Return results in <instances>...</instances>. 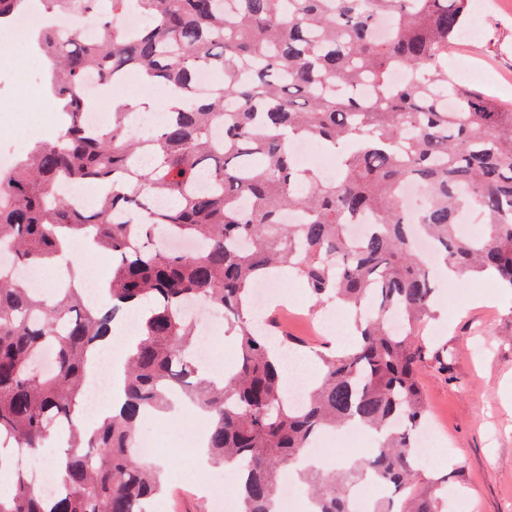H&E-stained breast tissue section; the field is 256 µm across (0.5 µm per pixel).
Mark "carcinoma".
<instances>
[{
  "mask_svg": "<svg viewBox=\"0 0 512 512\" xmlns=\"http://www.w3.org/2000/svg\"><path fill=\"white\" fill-rule=\"evenodd\" d=\"M43 2L57 19L93 20L92 35L39 30L63 130L0 171V249L33 267L81 232L112 255V275L108 300L93 308L73 288L58 289L50 305L0 268V448L32 457L64 428L69 443L53 495L35 496L0 456V471L12 470L0 512H148L163 491L162 467L135 455L134 429L175 393L210 414L209 460L239 465L241 512H275L288 468L315 512H350L363 476L389 489L373 512H448L446 491L459 475L426 476L414 463L430 422L418 372L428 362L448 371V349L424 335L437 288L415 240L429 241L445 268L512 290V104L448 71L471 0ZM26 8L27 0H0V25ZM128 13L141 25L117 29ZM383 18L393 25L387 39L377 37ZM395 67L406 79L392 86ZM203 68L213 84L198 99ZM92 72L103 84L143 73L185 105L142 140L129 135V107L107 128H90L81 87ZM305 138L335 157L334 179L299 167L291 145ZM64 178L97 187L93 205L59 197ZM406 182L425 195L414 214L402 204ZM287 211L302 223H284ZM470 212L483 224L474 237L458 232ZM363 215L375 223L353 241L347 221ZM174 235L199 251H169ZM285 268L318 301L354 312L350 349L314 351L319 371L300 409L288 403L283 360L272 361L269 343L295 351L305 342L274 313L260 329L244 317L252 286ZM197 300L224 311L236 332L220 383L190 380L195 325L186 309ZM128 303L147 317L125 370V402L89 433L73 421L86 366ZM47 347L50 371L40 365ZM353 422L381 434L371 456L338 471L301 464L324 429Z\"/></svg>",
  "mask_w": 512,
  "mask_h": 512,
  "instance_id": "obj_1",
  "label": "carcinoma"
}]
</instances>
